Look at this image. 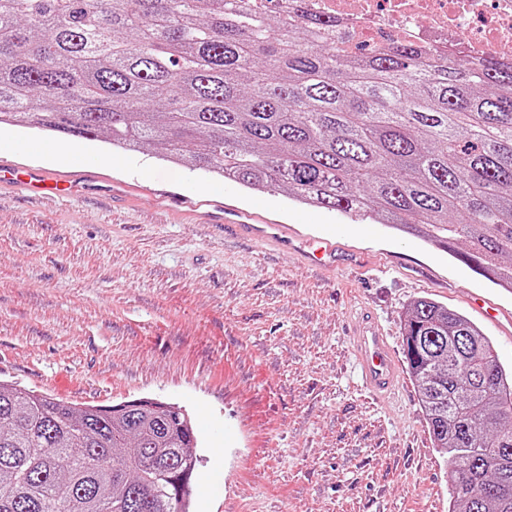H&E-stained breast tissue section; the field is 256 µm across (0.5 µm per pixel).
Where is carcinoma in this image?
Listing matches in <instances>:
<instances>
[{
  "label": "carcinoma",
  "instance_id": "1",
  "mask_svg": "<svg viewBox=\"0 0 512 512\" xmlns=\"http://www.w3.org/2000/svg\"><path fill=\"white\" fill-rule=\"evenodd\" d=\"M254 0H0V125L149 147L249 191L417 231L512 291V64ZM403 356L449 512H512V370L463 315L410 306ZM181 408L0 383V512H191Z\"/></svg>",
  "mask_w": 512,
  "mask_h": 512
}]
</instances>
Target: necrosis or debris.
<instances>
[{"mask_svg":"<svg viewBox=\"0 0 512 512\" xmlns=\"http://www.w3.org/2000/svg\"><path fill=\"white\" fill-rule=\"evenodd\" d=\"M354 42L411 39L459 55L512 60V0H307Z\"/></svg>","mask_w":512,"mask_h":512,"instance_id":"4bbe7bcc","label":"necrosis or debris"}]
</instances>
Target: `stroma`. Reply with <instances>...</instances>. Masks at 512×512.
Wrapping results in <instances>:
<instances>
[{
    "label": "stroma",
    "instance_id": "35a3bbf8",
    "mask_svg": "<svg viewBox=\"0 0 512 512\" xmlns=\"http://www.w3.org/2000/svg\"><path fill=\"white\" fill-rule=\"evenodd\" d=\"M10 158L83 165L140 186L27 198L0 189V381L80 406L155 400L185 409L199 459L191 512H449L448 463L411 377L401 408L374 399L352 351L353 309L403 348L410 305L462 314L512 369V293L434 242L246 191L151 150L0 127ZM167 185L284 224H306L359 266L327 278L286 254L174 221Z\"/></svg>",
    "mask_w": 512,
    "mask_h": 512
}]
</instances>
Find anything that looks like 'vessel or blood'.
<instances>
[{
  "label": "vessel or blood",
  "instance_id": "1",
  "mask_svg": "<svg viewBox=\"0 0 512 512\" xmlns=\"http://www.w3.org/2000/svg\"><path fill=\"white\" fill-rule=\"evenodd\" d=\"M14 184L33 194L103 192L112 197L124 196L128 185L125 181L104 174L86 172L84 180L71 178L68 172L49 174L42 168L19 162H0V187ZM204 224L223 225L226 232L249 236L258 247L274 246L280 251L291 252L300 245H311L310 261L327 268H336L337 256L325 246L316 244L314 237L299 225L281 224L272 220H258L255 213L218 201L200 218ZM355 349L361 368V379L368 389L384 397L394 393L397 384L396 359L386 336L374 321H366L355 333Z\"/></svg>",
  "mask_w": 512,
  "mask_h": 512
}]
</instances>
